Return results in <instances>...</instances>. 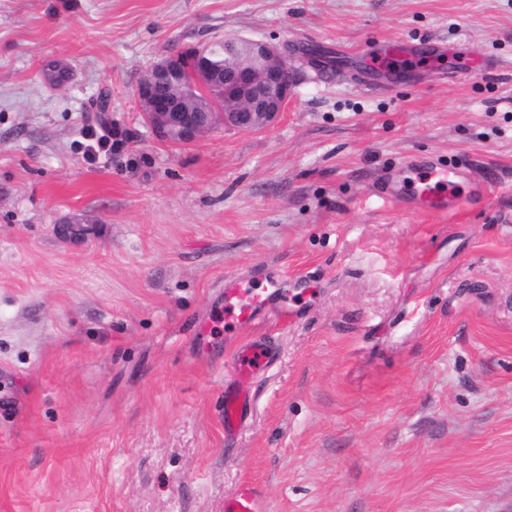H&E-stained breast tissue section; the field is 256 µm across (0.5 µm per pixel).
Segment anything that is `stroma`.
Instances as JSON below:
<instances>
[{
    "label": "stroma",
    "instance_id": "obj_1",
    "mask_svg": "<svg viewBox=\"0 0 512 512\" xmlns=\"http://www.w3.org/2000/svg\"><path fill=\"white\" fill-rule=\"evenodd\" d=\"M234 36L291 51L279 121L158 138L149 68ZM98 112L123 141L91 158ZM431 162L512 183V0H0V512H224L246 481L267 512H512V194L372 190ZM229 274L278 276L288 319L198 336ZM271 362L269 348L262 341L241 346L235 353V379L224 387V433H235L247 418L253 397L250 384L253 377L264 372Z\"/></svg>",
    "mask_w": 512,
    "mask_h": 512
}]
</instances>
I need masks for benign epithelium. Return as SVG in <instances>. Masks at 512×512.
I'll return each instance as SVG.
<instances>
[{
  "label": "benign epithelium",
  "mask_w": 512,
  "mask_h": 512,
  "mask_svg": "<svg viewBox=\"0 0 512 512\" xmlns=\"http://www.w3.org/2000/svg\"><path fill=\"white\" fill-rule=\"evenodd\" d=\"M182 51L161 57L148 70L137 88L142 112L149 125L162 137L171 133L188 143L220 126L253 133L274 125L294 94L296 72L287 48L273 40L244 37L224 39V67L216 66L198 52L196 87L208 95L213 79L224 71V105L189 107L181 101L154 91L163 75L179 73Z\"/></svg>",
  "instance_id": "benign-epithelium-1"
}]
</instances>
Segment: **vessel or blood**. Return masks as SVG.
<instances>
[{
    "label": "vessel or blood",
    "instance_id": "vessel-or-blood-1",
    "mask_svg": "<svg viewBox=\"0 0 512 512\" xmlns=\"http://www.w3.org/2000/svg\"><path fill=\"white\" fill-rule=\"evenodd\" d=\"M471 178L456 168L429 166L418 177V206L426 212H445L469 198ZM222 304L214 317L199 322L200 335H213L217 328L231 333L256 323L261 316L273 314L284 319L288 306L276 280L257 282L237 276L225 277L220 285ZM269 348L262 341L241 346L235 353V379L224 388V432L235 433L247 418L253 397L250 384L270 365ZM224 512H260L250 487L240 486L224 499Z\"/></svg>",
    "mask_w": 512,
    "mask_h": 512
}]
</instances>
